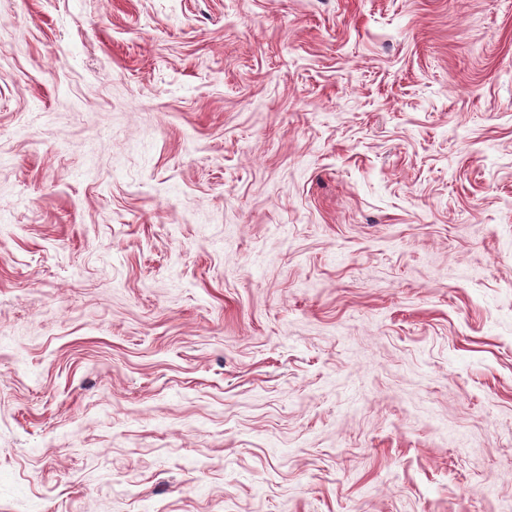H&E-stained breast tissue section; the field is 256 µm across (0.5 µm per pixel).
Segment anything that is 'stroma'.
Returning <instances> with one entry per match:
<instances>
[{
  "mask_svg": "<svg viewBox=\"0 0 512 512\" xmlns=\"http://www.w3.org/2000/svg\"><path fill=\"white\" fill-rule=\"evenodd\" d=\"M0 512H512V0H0Z\"/></svg>",
  "mask_w": 512,
  "mask_h": 512,
  "instance_id": "1",
  "label": "stroma"
}]
</instances>
